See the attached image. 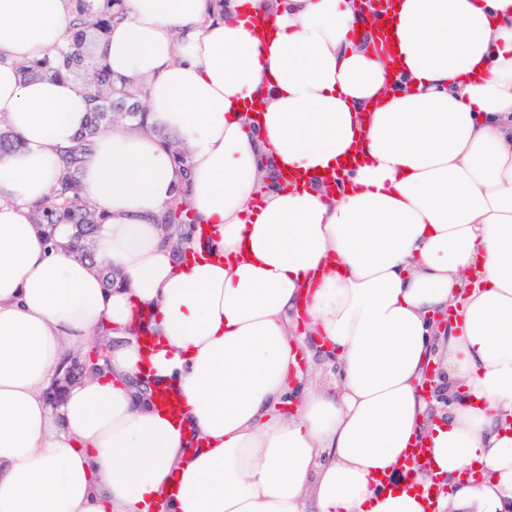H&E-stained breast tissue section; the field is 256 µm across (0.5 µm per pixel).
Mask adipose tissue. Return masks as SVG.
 Here are the masks:
<instances>
[{
  "label": "adipose tissue",
  "instance_id": "ef3b65f1",
  "mask_svg": "<svg viewBox=\"0 0 512 512\" xmlns=\"http://www.w3.org/2000/svg\"><path fill=\"white\" fill-rule=\"evenodd\" d=\"M71 18V0H0V120L19 138L0 151V512L512 500V0L378 17L358 0H124L97 55L189 164L137 126L99 132L79 173L103 218L95 265L67 251L70 225L49 240L30 216L90 102L18 66ZM178 200L187 263L159 226ZM300 323L335 357L332 384L304 383ZM95 343L103 372L50 404ZM436 356L444 414L421 390ZM418 443V482L444 481L430 505L400 470Z\"/></svg>",
  "mask_w": 512,
  "mask_h": 512
}]
</instances>
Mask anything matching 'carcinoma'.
<instances>
[{"instance_id":"obj_1","label":"carcinoma","mask_w":512,"mask_h":512,"mask_svg":"<svg viewBox=\"0 0 512 512\" xmlns=\"http://www.w3.org/2000/svg\"><path fill=\"white\" fill-rule=\"evenodd\" d=\"M72 4V32L43 56L22 65L21 71L26 78L78 80L95 73V79L89 83L91 119L73 143L60 150L64 168L58 185L49 197L31 207V216L33 223L40 225L49 237L55 225H72L67 248L79 259L92 264L95 262L93 242L102 218L83 192L79 169L82 157L91 149L100 130L135 122L163 140L179 164L187 165L189 157L177 139L148 124L147 112L141 104L143 90L112 80L92 56L94 41L104 35L112 23L123 18V0H72ZM191 223V212L184 201L176 202L162 219L164 225Z\"/></svg>"}]
</instances>
